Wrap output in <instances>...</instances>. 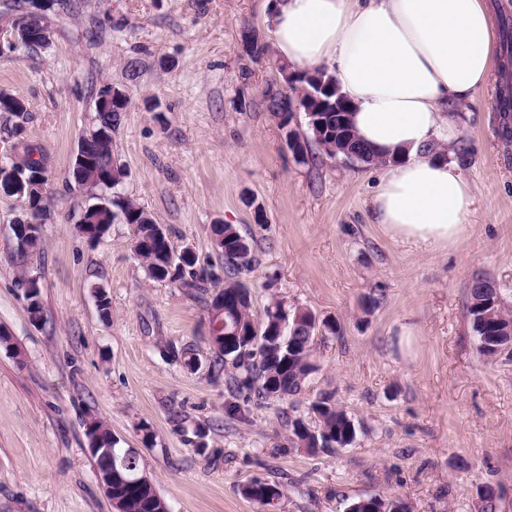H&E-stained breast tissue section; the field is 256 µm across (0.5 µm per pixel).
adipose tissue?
I'll return each instance as SVG.
<instances>
[{
    "label": "adipose tissue",
    "mask_w": 512,
    "mask_h": 512,
    "mask_svg": "<svg viewBox=\"0 0 512 512\" xmlns=\"http://www.w3.org/2000/svg\"><path fill=\"white\" fill-rule=\"evenodd\" d=\"M277 55L325 67L360 140L388 158L371 199L389 238L441 247L470 227L474 191L430 148L444 114L493 79L492 0H265Z\"/></svg>",
    "instance_id": "adipose-tissue-1"
}]
</instances>
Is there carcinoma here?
Wrapping results in <instances>:
<instances>
[{
  "label": "carcinoma",
  "mask_w": 512,
  "mask_h": 512,
  "mask_svg": "<svg viewBox=\"0 0 512 512\" xmlns=\"http://www.w3.org/2000/svg\"><path fill=\"white\" fill-rule=\"evenodd\" d=\"M502 70L493 107L499 116L498 135L512 141V18L502 20ZM131 97L112 100V111L97 113L96 127L114 133L119 127L121 113L131 105ZM0 112L22 121L27 118L26 104L12 98L0 102ZM323 125L307 127L308 135L331 158L353 156L357 164H375L377 160L367 146L356 136L350 124L349 113L322 112ZM292 113L282 114L280 127L287 147L301 162L308 160L307 142L290 127ZM40 185H24L14 191L25 204L37 207V217H42L45 207L41 200ZM99 231L107 236L113 224H129L142 239L136 251L149 279L166 282L194 295L208 293L219 277L213 270L201 265L197 259L185 255L172 245L163 246L155 241L157 222L154 216L136 201L125 195L120 187L112 189V202L97 213ZM213 234L223 238L218 252L224 257V287L217 289L206 301V310L216 307L219 297H224V326L235 331L230 337L211 339L214 358L212 377L224 378L225 388L232 398L228 413L241 412L240 402H287L295 405L305 390L310 376L318 370L315 359L312 311L298 306L290 307L293 319L289 320L288 333L279 335V310L282 301L273 299L266 306L263 316L252 314L250 289L238 279L243 271L255 264L253 248L246 237L232 224L213 225ZM42 238L37 235L27 241V247L18 251L21 272H27V261L41 251ZM468 316L480 352L493 358L508 349L504 337L512 329V315L507 311L506 289L496 283L477 277L469 288ZM310 418L301 415L285 416L288 427V444L303 448L311 454L333 451L354 443L357 429L354 421L341 408L330 393H323L308 407ZM85 436H93L98 448L115 447V439L108 425L89 414L84 420ZM242 494L260 507H278L283 491L278 483L254 481L242 487ZM112 498L120 500L123 512H161L167 503L151 482L138 484H112ZM397 507L396 512H410V507L397 498L367 495L353 500L347 512H380L382 507Z\"/></svg>",
  "instance_id": "carcinoma-1"
}]
</instances>
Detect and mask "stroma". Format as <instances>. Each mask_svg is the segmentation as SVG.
<instances>
[{
	"mask_svg": "<svg viewBox=\"0 0 512 512\" xmlns=\"http://www.w3.org/2000/svg\"><path fill=\"white\" fill-rule=\"evenodd\" d=\"M262 5L70 0L47 11L46 46L0 56V93L28 105L19 135L0 112V149L36 146L48 169L43 249L29 267L41 285L37 324L16 285L12 221L25 204L0 192V512H113L84 434L89 414L118 447L140 452L170 512H258L241 488L273 480L278 512H346L371 494L402 498L411 512H480L488 487L512 512V356L481 355L467 316L474 277L512 288V145L497 134L495 91L447 112L445 158L474 188L465 239L392 240L370 214L381 164H346L314 144L299 163L286 146L262 100L279 59L239 49L243 31L266 36ZM107 83L133 98L113 138L122 190L173 246L192 245L222 272L211 226L235 225L257 257L241 275L255 315L277 298L340 324L341 334L316 338L319 369L302 401L333 394L358 428L352 445L289 447L279 403L227 417L224 382L208 374L204 303L148 278L130 225H113L97 246L80 233L89 198L66 173ZM97 285L111 299L106 319ZM185 350L198 369L181 362Z\"/></svg>",
	"mask_w": 512,
	"mask_h": 512,
	"instance_id": "stroma-1",
	"label": "stroma"
}]
</instances>
